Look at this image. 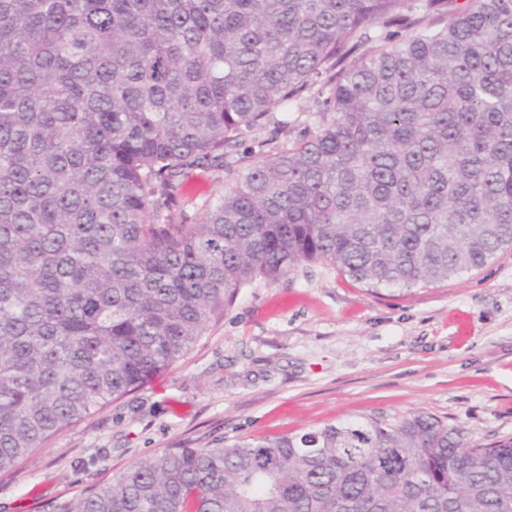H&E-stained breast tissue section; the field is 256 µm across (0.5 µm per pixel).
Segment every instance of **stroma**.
<instances>
[{
    "label": "stroma",
    "mask_w": 512,
    "mask_h": 512,
    "mask_svg": "<svg viewBox=\"0 0 512 512\" xmlns=\"http://www.w3.org/2000/svg\"><path fill=\"white\" fill-rule=\"evenodd\" d=\"M328 95L313 85L242 130L229 160L309 138ZM228 185L225 170H192L179 207L198 221ZM417 411L475 444L512 438V249L411 290H376L324 263L240 288L177 363L1 473L0 512H49L171 448Z\"/></svg>",
    "instance_id": "35a3bbf8"
}]
</instances>
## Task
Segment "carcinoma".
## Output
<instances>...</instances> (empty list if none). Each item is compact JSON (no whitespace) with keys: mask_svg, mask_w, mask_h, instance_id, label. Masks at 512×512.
Listing matches in <instances>:
<instances>
[{"mask_svg":"<svg viewBox=\"0 0 512 512\" xmlns=\"http://www.w3.org/2000/svg\"><path fill=\"white\" fill-rule=\"evenodd\" d=\"M455 2L0 0V472L252 281L411 289L512 249V0ZM331 64L312 137L227 166L199 222L159 213ZM52 512H512V441L362 416L166 450Z\"/></svg>","mask_w":512,"mask_h":512,"instance_id":"cac0c4a2","label":"carcinoma"}]
</instances>
